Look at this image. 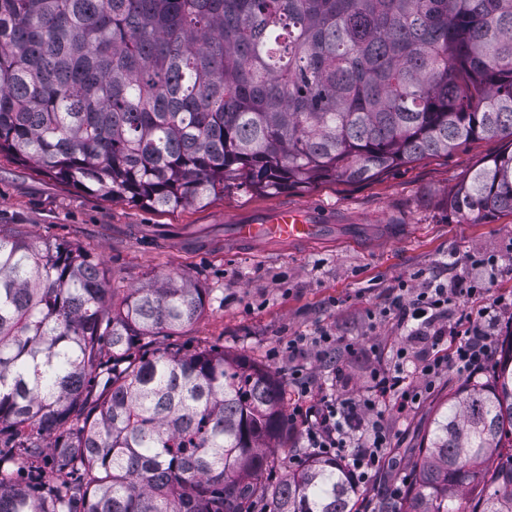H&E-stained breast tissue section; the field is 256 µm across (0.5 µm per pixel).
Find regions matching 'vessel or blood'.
Here are the masks:
<instances>
[{
    "label": "vessel or blood",
    "mask_w": 512,
    "mask_h": 512,
    "mask_svg": "<svg viewBox=\"0 0 512 512\" xmlns=\"http://www.w3.org/2000/svg\"><path fill=\"white\" fill-rule=\"evenodd\" d=\"M321 230V225L309 223L298 212L285 209L279 211L264 224L241 223L235 225L227 244L231 247L238 245L264 246L274 242L294 245L316 237Z\"/></svg>",
    "instance_id": "obj_1"
}]
</instances>
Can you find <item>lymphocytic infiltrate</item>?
Listing matches in <instances>:
<instances>
[{
    "instance_id": "lymphocytic-infiltrate-1",
    "label": "lymphocytic infiltrate",
    "mask_w": 512,
    "mask_h": 512,
    "mask_svg": "<svg viewBox=\"0 0 512 512\" xmlns=\"http://www.w3.org/2000/svg\"><path fill=\"white\" fill-rule=\"evenodd\" d=\"M392 310L401 329L419 335L433 328V348L428 358L408 366L405 348H397L394 368L373 370L366 394L351 399L339 394L314 392L301 369L291 368L288 376L302 396L313 402L304 410L305 442L312 455L336 459L355 486L366 485L384 465L391 438L381 423L383 408L407 415L422 394L409 381L410 374L433 380L442 373L473 374L484 364L505 305L493 296L488 283L477 276L462 278L455 287L430 282L415 288L400 281ZM461 306V329L444 330L448 309Z\"/></svg>"
}]
</instances>
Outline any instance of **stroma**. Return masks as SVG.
<instances>
[{
    "label": "stroma",
    "mask_w": 512,
    "mask_h": 512,
    "mask_svg": "<svg viewBox=\"0 0 512 512\" xmlns=\"http://www.w3.org/2000/svg\"><path fill=\"white\" fill-rule=\"evenodd\" d=\"M503 146L473 140L363 184L327 180L273 193L232 187L207 205L173 212L128 198L107 200L2 156L0 224L80 247L103 262L119 297L151 279L179 275L213 289L216 299L203 315L161 344L184 353L216 347L272 371L283 392L281 446L288 467L296 469L310 454L290 366H303L316 387L354 398L366 390L371 370L392 366L397 347L408 346L414 362L430 352L428 337L403 335L384 316L399 279L422 276L452 285L468 272L470 257L490 256L497 263L482 269L483 278L496 296L512 299V214L466 220L448 208L449 194ZM286 208L332 224L331 240L225 253L233 224L262 222ZM323 327L354 347L341 365L312 348L294 357L284 353L289 336ZM466 381L443 375L407 416L384 411L392 444L385 467L362 487L363 502L386 498L401 484L435 411Z\"/></svg>",
    "instance_id": "stroma-1"
}]
</instances>
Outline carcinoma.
Returning a JSON list of instances; mask_svg holds the SVG:
<instances>
[{"label":"carcinoma","instance_id":"cac0c4a2","mask_svg":"<svg viewBox=\"0 0 512 512\" xmlns=\"http://www.w3.org/2000/svg\"><path fill=\"white\" fill-rule=\"evenodd\" d=\"M494 138L448 209L512 214V0H0V155L105 199L361 183ZM210 302L187 276L117 300L79 248L0 225V512H359L336 460L269 451L270 370L148 351ZM45 460L48 497L17 479ZM413 468L377 512H512V337Z\"/></svg>","mask_w":512,"mask_h":512}]
</instances>
